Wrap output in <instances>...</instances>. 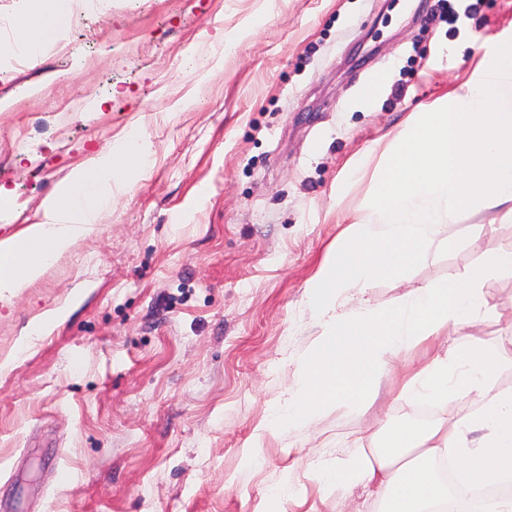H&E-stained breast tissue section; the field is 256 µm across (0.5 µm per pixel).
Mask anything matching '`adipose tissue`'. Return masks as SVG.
<instances>
[{"label": "adipose tissue", "instance_id": "adipose-tissue-1", "mask_svg": "<svg viewBox=\"0 0 512 512\" xmlns=\"http://www.w3.org/2000/svg\"><path fill=\"white\" fill-rule=\"evenodd\" d=\"M70 12L25 19L16 41L37 52L70 23ZM144 152L132 138L114 141L74 168L43 204L42 218L0 238V295L38 279L88 233L124 186ZM466 210H499L512 219V40L496 44L475 78L419 113L388 149L370 195L334 247L311 288L324 331L288 400V418L305 422L336 406L363 411L380 374L421 344L455 334L453 350L432 354L408 372L402 394L445 404L467 395L477 405L464 419L410 421L384 428L371 454L352 457L322 477L328 491L352 486L377 495V512H512V494L485 495L496 480L512 479V391L491 380L512 350V336L485 345L472 332L490 308L482 286L490 273H512V251L493 254L469 272L415 288L379 308L366 295L381 278L400 277L431 251L447 247L448 227ZM357 311L340 312L348 292ZM483 430L480 442L469 435Z\"/></svg>", "mask_w": 512, "mask_h": 512}]
</instances>
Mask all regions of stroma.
I'll return each mask as SVG.
<instances>
[{
	"label": "stroma",
	"mask_w": 512,
	"mask_h": 512,
	"mask_svg": "<svg viewBox=\"0 0 512 512\" xmlns=\"http://www.w3.org/2000/svg\"><path fill=\"white\" fill-rule=\"evenodd\" d=\"M437 0H73L22 67L0 66V237L130 133L146 165L41 278L0 299V512H375L319 476L409 419L403 377L370 409L271 424L321 331L311 280L415 113L512 38V0L456 26ZM385 74L379 98L360 95ZM189 110H181L183 101ZM374 284L372 304L512 250L489 211ZM484 343L512 335V276L488 277ZM68 306L42 336L36 316Z\"/></svg>",
	"instance_id": "obj_1"
}]
</instances>
